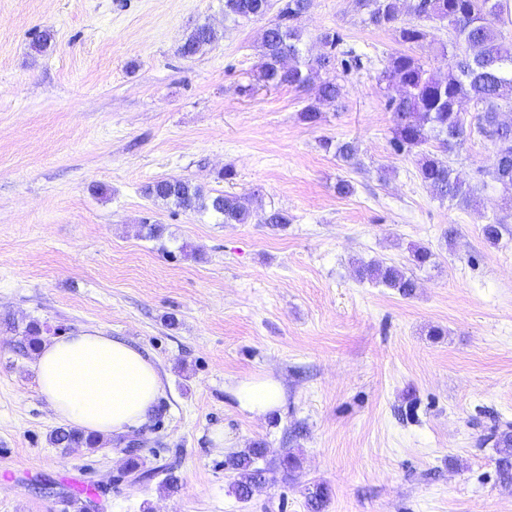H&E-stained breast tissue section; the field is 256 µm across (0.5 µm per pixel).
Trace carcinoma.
Masks as SVG:
<instances>
[{
	"instance_id": "1",
	"label": "carcinoma",
	"mask_w": 512,
	"mask_h": 512,
	"mask_svg": "<svg viewBox=\"0 0 512 512\" xmlns=\"http://www.w3.org/2000/svg\"><path fill=\"white\" fill-rule=\"evenodd\" d=\"M365 22L377 28H397L400 42L422 50H436L448 58V70L441 74L430 70L420 57L397 52L390 54L378 79L385 83L387 109L392 112L393 149L401 153L417 152V173L436 196L458 205L473 202L468 175L444 163L437 154L425 150L434 142L447 152L466 140L467 127L460 111L463 101L481 107L476 116L478 127L494 144L495 164L491 172L503 192L512 194V118L504 119L503 109H512V36L503 32L509 0H411L408 20L401 19V0H354ZM310 0H224V19L243 24L262 19L276 10L274 19L260 34L258 80L275 87L301 88L319 80L316 103L300 112L307 124L321 120V107H334L340 86L333 72L337 64L353 60L360 67L361 58L344 49L342 34L336 29L322 32L317 40L326 51L316 57L304 54V35L297 25L308 10ZM448 25V41L437 38L435 22ZM217 33L203 24L180 47L184 57H192L213 43ZM292 64H284L285 59ZM326 152L349 167L359 164L358 147L353 141L321 142ZM143 194L153 200L171 203L184 211L209 214L221 224H247L252 212L245 199L234 193H211L198 185L180 180H158L144 186ZM368 279L407 297L417 288L413 277L397 266L371 262L358 270ZM43 326L33 320L26 324L19 342V352L29 355L42 344ZM490 438L499 453V468L512 479V425L493 430ZM50 443L58 448L96 449L101 439L72 428H57ZM260 442L229 456L227 465L238 479L234 484L240 498L249 497L252 487L266 481L269 468L259 466L265 458ZM330 491L317 484L309 491L310 512H322Z\"/></svg>"
}]
</instances>
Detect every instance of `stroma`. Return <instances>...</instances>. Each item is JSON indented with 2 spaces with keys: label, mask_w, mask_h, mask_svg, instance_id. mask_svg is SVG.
<instances>
[{
  "label": "stroma",
  "mask_w": 512,
  "mask_h": 512,
  "mask_svg": "<svg viewBox=\"0 0 512 512\" xmlns=\"http://www.w3.org/2000/svg\"><path fill=\"white\" fill-rule=\"evenodd\" d=\"M203 23L216 41L183 57ZM267 24L226 21L224 0H0V512H70L75 482L99 512H309L316 483L324 512H512L487 441L512 425V201L484 181L491 140L474 129L442 156L475 204L439 199L416 154L390 146L377 77L394 29L352 0H311L312 54L337 29L363 56L311 126L299 113L317 83L257 78ZM325 138L356 141L360 167ZM160 179L245 197L255 218L146 198ZM273 210L290 224L260 223ZM497 217L491 247L481 228ZM412 245L434 264L415 266ZM373 260L404 268L414 294L360 279ZM32 320L47 339L96 329L148 355L165 386L148 422L93 451L53 447L58 421L17 350ZM267 375L282 406L241 410L231 386ZM132 439L145 467L174 466L176 493L126 475ZM257 441L272 473L243 501L225 460Z\"/></svg>",
  "instance_id": "35a3bbf8"
}]
</instances>
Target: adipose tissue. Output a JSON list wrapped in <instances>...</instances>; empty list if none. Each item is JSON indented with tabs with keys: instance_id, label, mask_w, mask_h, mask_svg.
Wrapping results in <instances>:
<instances>
[{
	"instance_id": "1",
	"label": "adipose tissue",
	"mask_w": 512,
	"mask_h": 512,
	"mask_svg": "<svg viewBox=\"0 0 512 512\" xmlns=\"http://www.w3.org/2000/svg\"><path fill=\"white\" fill-rule=\"evenodd\" d=\"M34 369L62 424L102 436L144 423L163 392L147 355L96 330L43 343ZM232 393L241 409L256 415L275 410L284 397L279 381L269 376L239 382Z\"/></svg>"
}]
</instances>
